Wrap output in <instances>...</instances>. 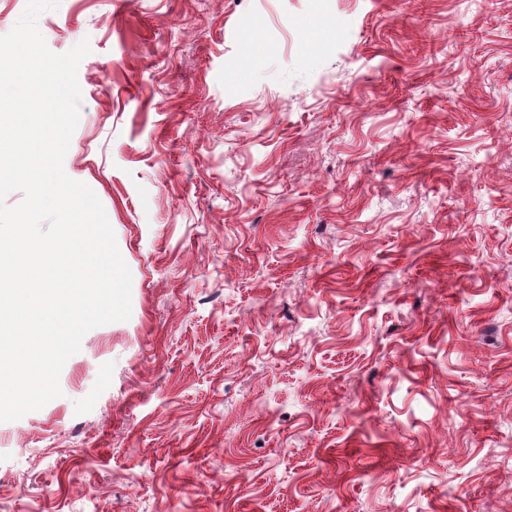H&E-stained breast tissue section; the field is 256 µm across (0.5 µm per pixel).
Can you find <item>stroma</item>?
<instances>
[{"mask_svg":"<svg viewBox=\"0 0 512 512\" xmlns=\"http://www.w3.org/2000/svg\"><path fill=\"white\" fill-rule=\"evenodd\" d=\"M129 320L0 423V512H512V0H59Z\"/></svg>","mask_w":512,"mask_h":512,"instance_id":"obj_1","label":"stroma"}]
</instances>
